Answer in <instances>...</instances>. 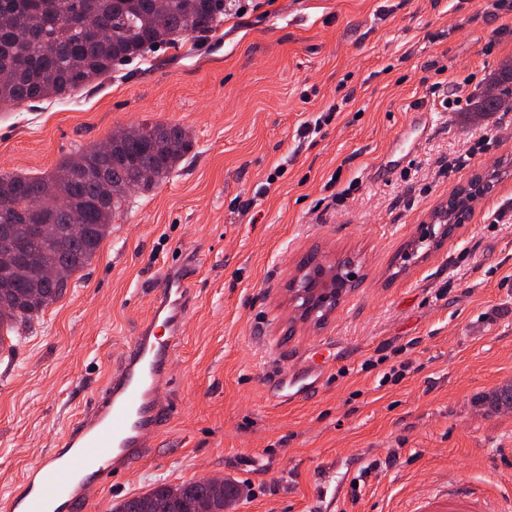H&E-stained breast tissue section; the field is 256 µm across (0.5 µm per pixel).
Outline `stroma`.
<instances>
[{"label":"stroma","mask_w":512,"mask_h":512,"mask_svg":"<svg viewBox=\"0 0 512 512\" xmlns=\"http://www.w3.org/2000/svg\"><path fill=\"white\" fill-rule=\"evenodd\" d=\"M220 31L115 63L69 98L0 109V173L52 172L145 120L193 141L0 351V500L49 462L149 315L152 279L187 254L195 303L158 394L176 413L74 512L212 477L240 487L232 512H416L451 482L512 497V407L490 406L512 384V106L460 119L512 61V8L251 0ZM478 176L492 184L467 219L406 258ZM345 254L354 290L289 331L288 279ZM316 372L314 394L272 402L282 380Z\"/></svg>","instance_id":"1"}]
</instances>
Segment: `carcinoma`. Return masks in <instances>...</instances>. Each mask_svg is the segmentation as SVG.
Segmentation results:
<instances>
[{
	"instance_id": "1",
	"label": "carcinoma",
	"mask_w": 512,
	"mask_h": 512,
	"mask_svg": "<svg viewBox=\"0 0 512 512\" xmlns=\"http://www.w3.org/2000/svg\"><path fill=\"white\" fill-rule=\"evenodd\" d=\"M230 12L226 0H167L164 10L152 0H0V69L13 77L0 79V106L64 96L105 77L112 63L160 44L179 47L188 37L215 35ZM495 94L480 96L472 119L487 117L512 98V63L493 81ZM141 135L127 139L112 133V152L98 157L79 149L56 170L41 177L0 173V195L11 210L0 211V224L11 212L27 223V253L35 268L65 265L68 273L51 287L33 277L14 286H0V348L5 337L19 333L66 293L71 277L83 269L110 234L112 220L135 191L163 183L193 149L187 131L178 125L142 123ZM143 169L151 178L134 181ZM85 225L63 241L27 235L29 224ZM240 496L233 482L211 480L161 483L127 499L112 512H229Z\"/></svg>"
}]
</instances>
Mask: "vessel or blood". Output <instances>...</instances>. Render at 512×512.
<instances>
[{"label": "vessel or blood", "instance_id": "obj_1", "mask_svg": "<svg viewBox=\"0 0 512 512\" xmlns=\"http://www.w3.org/2000/svg\"><path fill=\"white\" fill-rule=\"evenodd\" d=\"M196 261L163 268L149 317L141 324L121 363L112 370L90 408L70 423L62 451L40 469L38 483L23 498L9 497L6 512H62L99 488L120 480L147 446L149 431L162 427L173 408L158 390L171 381L174 351L193 299ZM427 512H492L467 486L430 499Z\"/></svg>", "mask_w": 512, "mask_h": 512}]
</instances>
